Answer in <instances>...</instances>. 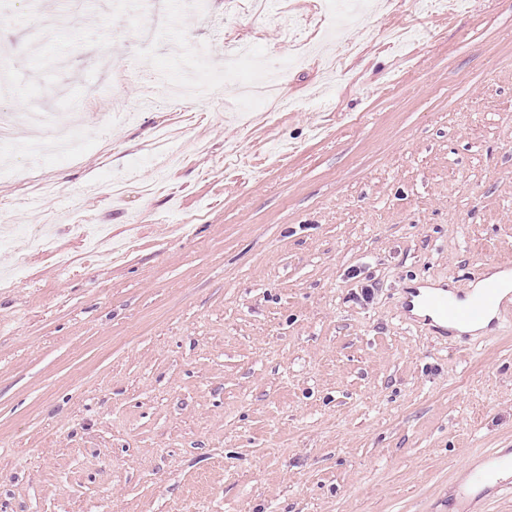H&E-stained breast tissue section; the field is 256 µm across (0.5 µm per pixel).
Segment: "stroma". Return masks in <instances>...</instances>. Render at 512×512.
Returning <instances> with one entry per match:
<instances>
[{
  "label": "stroma",
  "mask_w": 512,
  "mask_h": 512,
  "mask_svg": "<svg viewBox=\"0 0 512 512\" xmlns=\"http://www.w3.org/2000/svg\"><path fill=\"white\" fill-rule=\"evenodd\" d=\"M312 2L57 0L47 32L0 0V111L83 141L0 144V512H512L459 493L512 450V316L448 338L407 306L512 264V0H367L306 49L332 76L283 41ZM163 71L194 99L144 108ZM28 119L35 125L47 129L44 134L45 137L42 141L44 147L61 148L64 151H73L72 155H77L79 152L75 149L80 140V134L71 126L57 124L44 113H29Z\"/></svg>",
  "instance_id": "obj_1"
}]
</instances>
